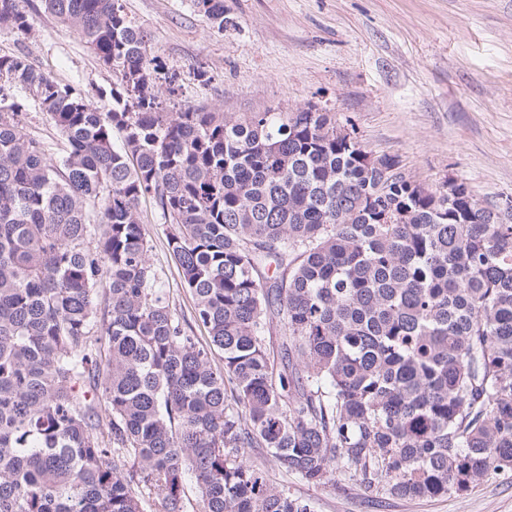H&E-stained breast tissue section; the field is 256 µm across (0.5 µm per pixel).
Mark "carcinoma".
I'll return each mask as SVG.
<instances>
[{
  "label": "carcinoma",
  "mask_w": 512,
  "mask_h": 512,
  "mask_svg": "<svg viewBox=\"0 0 512 512\" xmlns=\"http://www.w3.org/2000/svg\"><path fill=\"white\" fill-rule=\"evenodd\" d=\"M42 2L117 82L94 103L0 54V512H184L190 478L201 512H311L248 448L410 499L512 471V212L392 171L329 112H169L119 0ZM195 2L224 29V0ZM146 195L205 346L149 263ZM18 97L26 102V110L23 111L22 116L26 131L32 136L41 139L50 156L58 159L62 154L63 140L53 122L45 113L39 112L28 93L20 91L18 92Z\"/></svg>",
  "instance_id": "obj_1"
}]
</instances>
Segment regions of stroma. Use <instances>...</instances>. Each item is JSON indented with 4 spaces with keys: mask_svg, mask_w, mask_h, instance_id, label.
<instances>
[{
    "mask_svg": "<svg viewBox=\"0 0 512 512\" xmlns=\"http://www.w3.org/2000/svg\"><path fill=\"white\" fill-rule=\"evenodd\" d=\"M149 38L151 54L175 73L178 107L245 115L310 106L367 151L434 191L464 183L485 207L512 202V0H224L229 24L214 27L194 0H122ZM29 32L0 28V54H21L90 101L116 80L81 36L26 0ZM206 71L199 80L198 71ZM149 259L170 303L192 319L152 199L139 207ZM249 460L313 512H512V473L435 499L367 492L336 473L313 485L284 475L258 448Z\"/></svg>",
    "mask_w": 512,
    "mask_h": 512,
    "instance_id": "35a3bbf8",
    "label": "stroma"
}]
</instances>
